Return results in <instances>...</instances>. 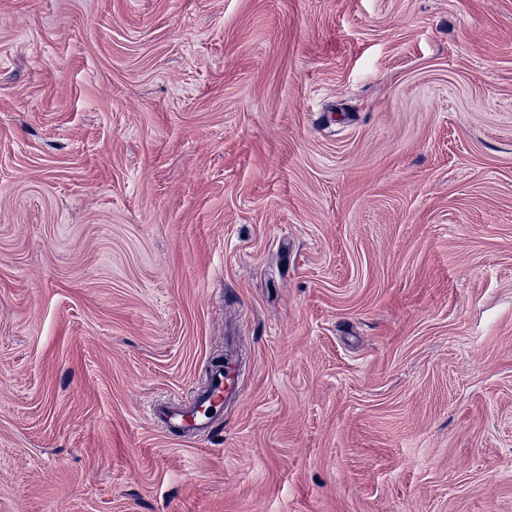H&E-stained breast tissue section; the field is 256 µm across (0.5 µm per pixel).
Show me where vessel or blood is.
<instances>
[{"label": "vessel or blood", "mask_w": 512, "mask_h": 512, "mask_svg": "<svg viewBox=\"0 0 512 512\" xmlns=\"http://www.w3.org/2000/svg\"><path fill=\"white\" fill-rule=\"evenodd\" d=\"M241 390V376L234 361L210 372L206 386L185 404L154 402L149 406L153 421L166 430L186 435L208 433L218 419L225 401Z\"/></svg>", "instance_id": "vessel-or-blood-1"}]
</instances>
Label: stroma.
Returning <instances> with one entry per match:
<instances>
[{
  "instance_id": "obj_1",
  "label": "stroma",
  "mask_w": 512,
  "mask_h": 512,
  "mask_svg": "<svg viewBox=\"0 0 512 512\" xmlns=\"http://www.w3.org/2000/svg\"><path fill=\"white\" fill-rule=\"evenodd\" d=\"M0 512H512V0H0ZM241 390V376L236 362L229 359L222 368L210 372L206 386L186 404L153 402L151 419L166 430L185 435L208 433L224 409L225 401Z\"/></svg>"
}]
</instances>
